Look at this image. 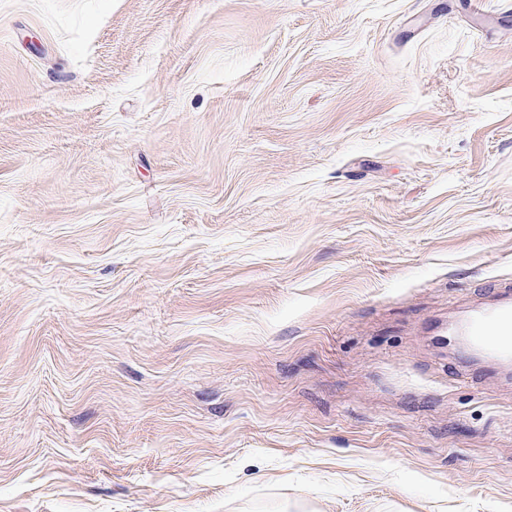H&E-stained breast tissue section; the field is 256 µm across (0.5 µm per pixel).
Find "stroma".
Masks as SVG:
<instances>
[{"mask_svg": "<svg viewBox=\"0 0 512 512\" xmlns=\"http://www.w3.org/2000/svg\"><path fill=\"white\" fill-rule=\"evenodd\" d=\"M512 0H0V512H512ZM434 336H448V341L462 336L467 345L462 356L483 352L509 362L512 360V301L488 304L465 318L436 324Z\"/></svg>", "mask_w": 512, "mask_h": 512, "instance_id": "obj_1", "label": "stroma"}]
</instances>
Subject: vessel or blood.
Instances as JSON below:
<instances>
[{
  "instance_id": "1",
  "label": "vessel or blood",
  "mask_w": 512,
  "mask_h": 512,
  "mask_svg": "<svg viewBox=\"0 0 512 512\" xmlns=\"http://www.w3.org/2000/svg\"><path fill=\"white\" fill-rule=\"evenodd\" d=\"M434 333L451 339L463 337L468 352H483L511 361L512 301L492 303L464 318L435 325Z\"/></svg>"
}]
</instances>
